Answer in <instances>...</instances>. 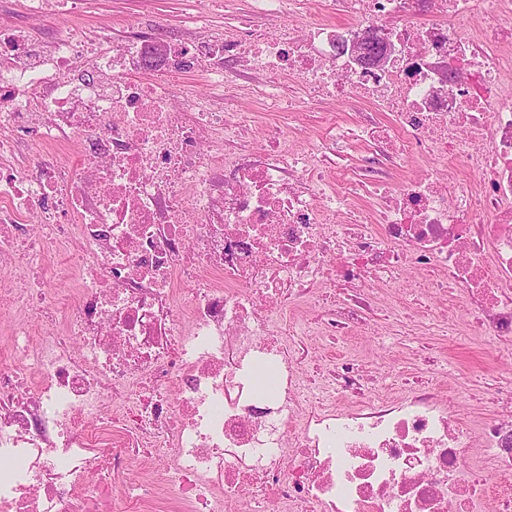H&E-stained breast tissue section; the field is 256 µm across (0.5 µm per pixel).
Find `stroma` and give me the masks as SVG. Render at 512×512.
<instances>
[{"instance_id":"1","label":"stroma","mask_w":512,"mask_h":512,"mask_svg":"<svg viewBox=\"0 0 512 512\" xmlns=\"http://www.w3.org/2000/svg\"><path fill=\"white\" fill-rule=\"evenodd\" d=\"M200 11L210 14L217 29L242 34L263 29L275 35L285 24L298 32L308 21L303 15L283 24L253 15L250 0H81L77 5L71 0H47L43 13L36 17L30 15L27 0H0V25L15 29L42 49L48 48L52 37L70 31L93 42H117L135 35L161 43L186 32L194 14ZM261 80L258 72L238 68L224 86L229 112H246L251 117L249 127L237 130L229 139L228 149L264 147L263 135L270 129L292 138L325 137L336 124L348 125L371 116L367 106L352 100L340 103L327 99L308 104L300 86L290 78L281 85L279 110L272 112L260 96L244 97L239 93L240 86H255ZM386 303L402 313V320L379 319L334 339L322 336L317 328L306 329L302 341L313 361L328 364L345 358L372 367L380 374L379 391L385 395L422 382L453 394L472 379L483 388L512 380V355L492 356L486 349V337L457 332L450 336L431 334L430 317L456 323L464 316L462 303L426 297L414 277Z\"/></svg>"}]
</instances>
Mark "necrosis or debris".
<instances>
[{
    "instance_id": "1",
    "label": "necrosis or debris",
    "mask_w": 512,
    "mask_h": 512,
    "mask_svg": "<svg viewBox=\"0 0 512 512\" xmlns=\"http://www.w3.org/2000/svg\"><path fill=\"white\" fill-rule=\"evenodd\" d=\"M325 13L295 38L199 14L147 80L131 76L146 42L96 49L88 74L82 34L43 51L0 28V308L23 319L0 360V512H120L122 498L156 512L138 495L150 484L178 512L245 498L273 512H512L496 484L512 475V389L495 396L501 415L463 424L458 398L377 395L348 360L312 383L298 345L299 310L345 335L375 287L416 270L463 302V332L512 350V0H325ZM372 28L392 48L382 65L352 43ZM244 59L269 108L286 76L313 102L360 95L394 118L364 128L371 152L428 155L459 177L375 182L373 218L337 222L360 186L325 159L350 130L302 152L282 133L273 150L225 149L216 103ZM194 69L212 90L183 112L174 79ZM22 127L51 144L81 134L79 167L46 154L26 174ZM54 248L64 267L43 264ZM20 259L37 261L39 291ZM168 449L172 466L142 471Z\"/></svg>"
}]
</instances>
